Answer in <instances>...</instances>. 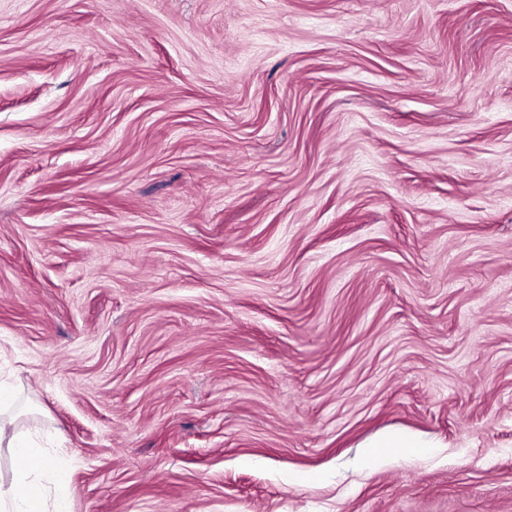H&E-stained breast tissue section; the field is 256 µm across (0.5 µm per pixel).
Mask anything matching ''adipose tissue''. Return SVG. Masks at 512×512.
Returning a JSON list of instances; mask_svg holds the SVG:
<instances>
[{"label": "adipose tissue", "mask_w": 512, "mask_h": 512, "mask_svg": "<svg viewBox=\"0 0 512 512\" xmlns=\"http://www.w3.org/2000/svg\"><path fill=\"white\" fill-rule=\"evenodd\" d=\"M11 448L19 479L8 490H0V512H68V480L55 477L56 495L48 497L39 474L50 467L42 448L18 442L6 422L0 421V446Z\"/></svg>", "instance_id": "ef3b65f1"}]
</instances>
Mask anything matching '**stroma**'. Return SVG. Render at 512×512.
I'll use <instances>...</instances> for the list:
<instances>
[{
    "instance_id": "35a3bbf8",
    "label": "stroma",
    "mask_w": 512,
    "mask_h": 512,
    "mask_svg": "<svg viewBox=\"0 0 512 512\" xmlns=\"http://www.w3.org/2000/svg\"><path fill=\"white\" fill-rule=\"evenodd\" d=\"M0 384L70 512H512V0H0ZM370 448H394L399 452H406L411 448H434L418 436L400 431L391 430L382 433L369 443Z\"/></svg>"
}]
</instances>
